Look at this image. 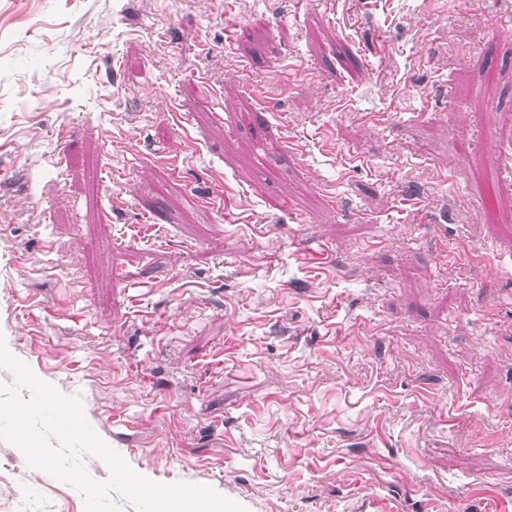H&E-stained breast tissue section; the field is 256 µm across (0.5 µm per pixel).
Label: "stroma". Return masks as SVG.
Instances as JSON below:
<instances>
[{"mask_svg": "<svg viewBox=\"0 0 512 512\" xmlns=\"http://www.w3.org/2000/svg\"><path fill=\"white\" fill-rule=\"evenodd\" d=\"M511 11L0 0L9 351L247 512H512ZM0 512L84 500L0 441Z\"/></svg>", "mask_w": 512, "mask_h": 512, "instance_id": "obj_1", "label": "stroma"}]
</instances>
